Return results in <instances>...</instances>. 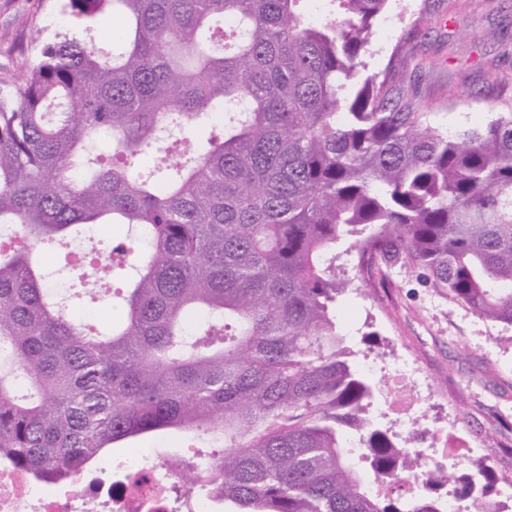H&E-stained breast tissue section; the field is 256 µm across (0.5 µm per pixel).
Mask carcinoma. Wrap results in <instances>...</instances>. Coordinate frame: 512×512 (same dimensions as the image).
Listing matches in <instances>:
<instances>
[{
	"label": "carcinoma",
	"mask_w": 512,
	"mask_h": 512,
	"mask_svg": "<svg viewBox=\"0 0 512 512\" xmlns=\"http://www.w3.org/2000/svg\"><path fill=\"white\" fill-rule=\"evenodd\" d=\"M60 0L71 32L0 90V456L63 483L108 448L165 429L224 438L223 512H446L424 464L371 409L376 384L336 321V249L388 253L478 317L512 324V111L452 134L394 84L361 76L390 0ZM224 113L222 134H190ZM148 232L90 257L80 280L120 295L106 333L43 287V245L78 224ZM192 312L204 319L192 327ZM359 443L368 467L358 469ZM488 446L457 477L489 512Z\"/></svg>",
	"instance_id": "1"
}]
</instances>
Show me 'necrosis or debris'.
Instances as JSON below:
<instances>
[{
  "mask_svg": "<svg viewBox=\"0 0 512 512\" xmlns=\"http://www.w3.org/2000/svg\"><path fill=\"white\" fill-rule=\"evenodd\" d=\"M388 410L412 423L422 375L408 362L381 370ZM180 465L153 448H132L117 459L110 478L85 471L65 485L34 486L28 474L0 464V512H221L212 496L196 497Z\"/></svg>",
  "mask_w": 512,
  "mask_h": 512,
  "instance_id": "necrosis-or-debris-1",
  "label": "necrosis or debris"
}]
</instances>
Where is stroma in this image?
<instances>
[{
  "instance_id": "35a3bbf8",
  "label": "stroma",
  "mask_w": 512,
  "mask_h": 512,
  "mask_svg": "<svg viewBox=\"0 0 512 512\" xmlns=\"http://www.w3.org/2000/svg\"><path fill=\"white\" fill-rule=\"evenodd\" d=\"M67 26L57 0H0V87ZM395 53L403 61L395 82L417 95L439 129L483 126L512 106V0H392L369 37L367 73L384 71ZM337 274L349 289L336 301V319L358 361L388 364L403 356L427 378L417 448L434 457L450 433L473 448L491 445L497 481L512 478V325L479 318L400 260L364 266L351 253ZM74 279L57 262L45 271L64 310L89 309ZM137 444L187 458L216 442L173 432Z\"/></svg>"
}]
</instances>
